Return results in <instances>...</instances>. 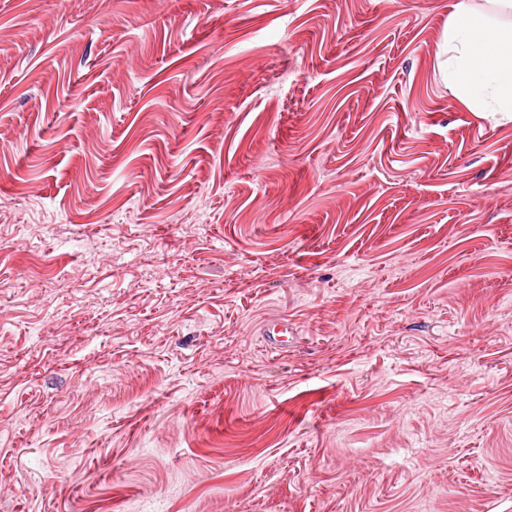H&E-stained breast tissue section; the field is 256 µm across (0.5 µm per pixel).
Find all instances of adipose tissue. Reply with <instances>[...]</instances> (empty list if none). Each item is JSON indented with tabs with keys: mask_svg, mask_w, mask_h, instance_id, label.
I'll use <instances>...</instances> for the list:
<instances>
[{
	"mask_svg": "<svg viewBox=\"0 0 512 512\" xmlns=\"http://www.w3.org/2000/svg\"><path fill=\"white\" fill-rule=\"evenodd\" d=\"M440 53L459 103L512 116V0H454Z\"/></svg>",
	"mask_w": 512,
	"mask_h": 512,
	"instance_id": "1",
	"label": "adipose tissue"
}]
</instances>
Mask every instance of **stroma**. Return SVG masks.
<instances>
[{
  "instance_id": "obj_1",
  "label": "stroma",
  "mask_w": 512,
  "mask_h": 512,
  "mask_svg": "<svg viewBox=\"0 0 512 512\" xmlns=\"http://www.w3.org/2000/svg\"><path fill=\"white\" fill-rule=\"evenodd\" d=\"M450 2L0 0V512H512ZM288 320L283 317H275L268 319L262 326V335L266 336L268 341L274 347L283 348L285 340L284 336H288Z\"/></svg>"
}]
</instances>
